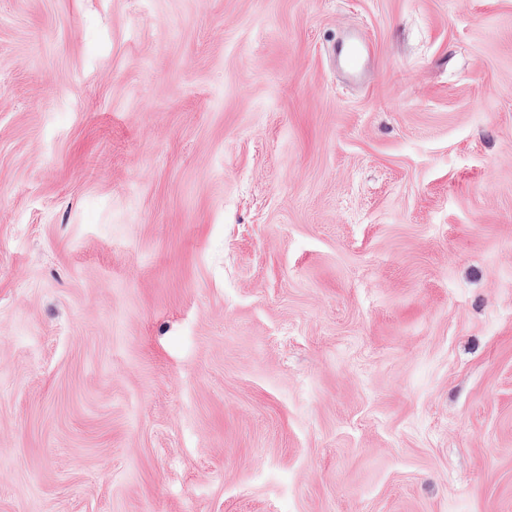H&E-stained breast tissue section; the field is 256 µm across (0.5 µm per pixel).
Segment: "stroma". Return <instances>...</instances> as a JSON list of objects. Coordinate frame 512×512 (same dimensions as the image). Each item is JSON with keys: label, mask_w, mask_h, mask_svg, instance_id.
<instances>
[{"label": "stroma", "mask_w": 512, "mask_h": 512, "mask_svg": "<svg viewBox=\"0 0 512 512\" xmlns=\"http://www.w3.org/2000/svg\"><path fill=\"white\" fill-rule=\"evenodd\" d=\"M1 448L0 512H512V0H0Z\"/></svg>", "instance_id": "stroma-1"}]
</instances>
